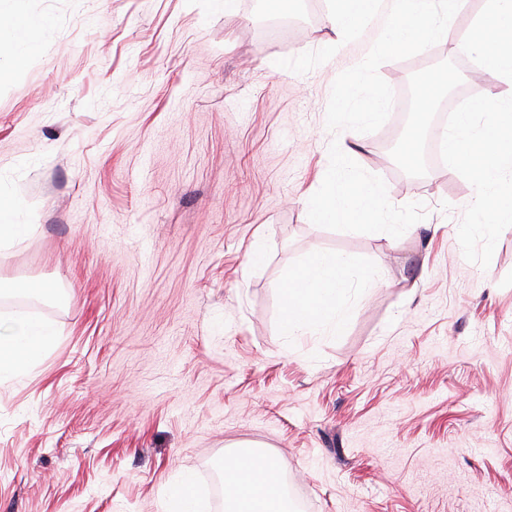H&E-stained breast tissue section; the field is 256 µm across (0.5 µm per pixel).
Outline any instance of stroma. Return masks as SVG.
Wrapping results in <instances>:
<instances>
[{
	"instance_id": "35a3bbf8",
	"label": "stroma",
	"mask_w": 512,
	"mask_h": 512,
	"mask_svg": "<svg viewBox=\"0 0 512 512\" xmlns=\"http://www.w3.org/2000/svg\"><path fill=\"white\" fill-rule=\"evenodd\" d=\"M267 31L264 0H0V278L50 282L29 317L55 344L0 373V512H167L192 475L206 512L231 447L280 463L294 512H512V226L473 205L457 164L400 175L403 120L332 135L336 77L374 20L335 41L326 0ZM446 41L383 63L442 71ZM427 217L401 237L325 229L308 200L332 140ZM354 276L336 328L287 335L281 283L314 253Z\"/></svg>"
}]
</instances>
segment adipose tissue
<instances>
[{
  "label": "adipose tissue",
  "mask_w": 512,
  "mask_h": 512,
  "mask_svg": "<svg viewBox=\"0 0 512 512\" xmlns=\"http://www.w3.org/2000/svg\"><path fill=\"white\" fill-rule=\"evenodd\" d=\"M487 12L479 18L469 41L470 48L487 51L489 73L499 82L512 84V51L504 37L512 33V0H486ZM484 118L475 128V114ZM512 137V98L494 96L475 110L456 115L452 132L444 140L449 161L473 177L478 189L474 204L489 211L499 224L512 223V209L491 205V186L502 171L512 167V151L501 148ZM352 285L349 263L331 253H317L282 283L283 319L289 333H297L334 319L347 288ZM55 340L54 332L28 317L11 319L0 332V371L20 372ZM224 502L232 512H291L292 506L278 491L280 466L270 457L256 458L253 472H244L236 457L225 458L222 467Z\"/></svg>",
  "instance_id": "obj_1"
}]
</instances>
